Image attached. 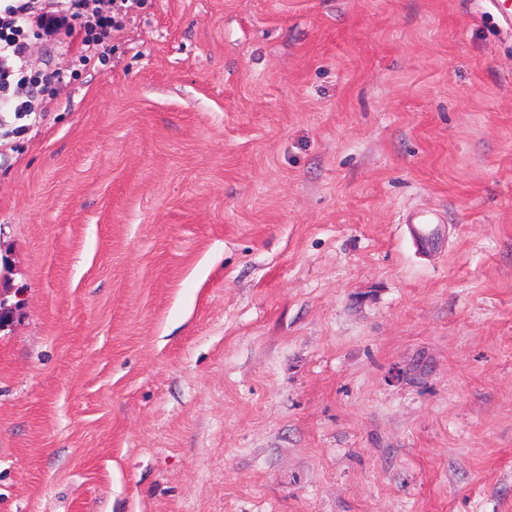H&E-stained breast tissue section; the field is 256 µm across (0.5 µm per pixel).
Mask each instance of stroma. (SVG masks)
Here are the masks:
<instances>
[{"instance_id": "35a3bbf8", "label": "stroma", "mask_w": 512, "mask_h": 512, "mask_svg": "<svg viewBox=\"0 0 512 512\" xmlns=\"http://www.w3.org/2000/svg\"><path fill=\"white\" fill-rule=\"evenodd\" d=\"M118 21L0 114V512H512V0Z\"/></svg>"}]
</instances>
